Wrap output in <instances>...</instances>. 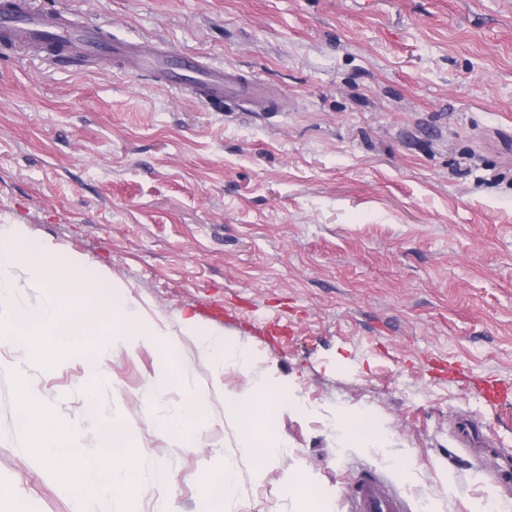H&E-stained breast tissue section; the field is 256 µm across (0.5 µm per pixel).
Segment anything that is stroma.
Wrapping results in <instances>:
<instances>
[{
    "instance_id": "stroma-1",
    "label": "stroma",
    "mask_w": 512,
    "mask_h": 512,
    "mask_svg": "<svg viewBox=\"0 0 512 512\" xmlns=\"http://www.w3.org/2000/svg\"><path fill=\"white\" fill-rule=\"evenodd\" d=\"M29 3L257 76L279 109L0 43V225L80 258V279L121 288L167 334L111 352L93 397L82 355L46 370L23 344L0 348V507L125 508L113 493L75 503L67 464L41 463L19 424L28 391L85 460L106 461L114 432L165 471L139 512H347L374 473L415 510L512 497V473L494 471L512 458V0ZM202 337L248 349L253 372L217 369ZM174 370L180 385L145 401ZM260 374L295 402L274 421L289 453L263 466L224 411ZM189 388L205 420L187 448L158 423ZM339 406L372 410L384 450L340 447ZM464 419L483 451L464 445ZM227 463L235 484L208 501ZM292 469L309 493L288 494Z\"/></svg>"
}]
</instances>
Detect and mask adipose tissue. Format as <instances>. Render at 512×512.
Here are the masks:
<instances>
[{"label":"adipose tissue","instance_id":"1","mask_svg":"<svg viewBox=\"0 0 512 512\" xmlns=\"http://www.w3.org/2000/svg\"><path fill=\"white\" fill-rule=\"evenodd\" d=\"M281 408V403L272 400L266 385L259 380L250 392L239 397L232 409L234 417L246 423L239 444L257 463L262 464L288 453L287 442L272 427L273 415ZM202 421V402L197 395L191 394L174 413L161 420L159 427L162 433L187 445L192 441L196 426ZM20 423L25 430L39 431L44 463L60 459L66 461L73 474L69 492L75 500L80 501L93 494L118 492L124 495L128 512H137V497L149 480L126 446L116 441L111 442L109 463L88 465L74 451L69 423L47 413L43 405L30 396L25 399ZM331 424L342 447L380 450L384 427L371 410L353 412L342 407L336 408Z\"/></svg>","mask_w":512,"mask_h":512}]
</instances>
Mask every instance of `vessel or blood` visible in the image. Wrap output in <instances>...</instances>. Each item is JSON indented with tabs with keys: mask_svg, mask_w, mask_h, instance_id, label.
<instances>
[{
	"mask_svg": "<svg viewBox=\"0 0 512 512\" xmlns=\"http://www.w3.org/2000/svg\"><path fill=\"white\" fill-rule=\"evenodd\" d=\"M16 28L24 29L29 41L37 45L52 39L77 47L87 60L113 59L132 73H157L172 91L196 88L203 101L231 97L260 109L269 111L273 108L258 79L221 66L204 65L194 54L162 51L143 42L109 39L96 28L71 25L55 13L46 11L0 15V30ZM350 500V512H410L408 501L379 475L357 481Z\"/></svg>",
	"mask_w": 512,
	"mask_h": 512,
	"instance_id": "vessel-or-blood-1",
	"label": "vessel or blood"
}]
</instances>
